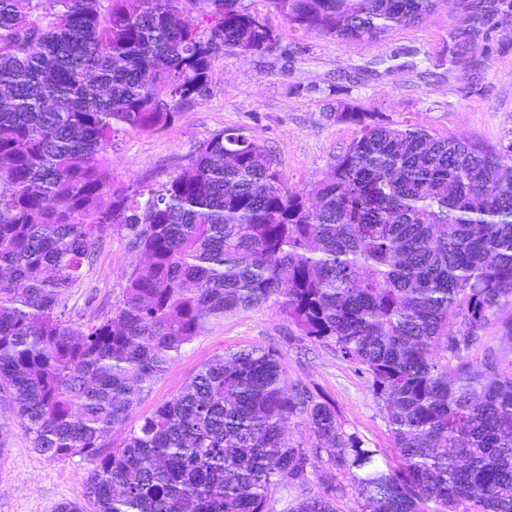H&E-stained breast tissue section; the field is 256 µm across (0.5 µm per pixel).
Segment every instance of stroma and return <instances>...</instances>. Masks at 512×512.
<instances>
[{
  "instance_id": "1",
  "label": "stroma",
  "mask_w": 512,
  "mask_h": 512,
  "mask_svg": "<svg viewBox=\"0 0 512 512\" xmlns=\"http://www.w3.org/2000/svg\"><path fill=\"white\" fill-rule=\"evenodd\" d=\"M246 2L274 31L273 48L219 55L207 99L163 130L118 133L108 154L114 183L165 181L214 133L238 127L267 149L289 187L311 190L357 132L337 121L340 100L440 136L495 143L512 131V19L498 25L474 60L452 67L449 33L459 12L446 0L422 23L356 42L289 29L267 0ZM139 260L125 232L113 231L83 279L67 290L66 319L87 325L111 311ZM251 348L276 350L289 381L330 402L346 432L395 460L386 412L367 375L331 347L300 335L269 304L209 323L147 385L131 425L171 401L214 357ZM90 469L79 456L37 453L0 398V512H54L63 501L86 502Z\"/></svg>"
}]
</instances>
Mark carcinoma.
<instances>
[{
    "label": "carcinoma",
    "mask_w": 512,
    "mask_h": 512,
    "mask_svg": "<svg viewBox=\"0 0 512 512\" xmlns=\"http://www.w3.org/2000/svg\"><path fill=\"white\" fill-rule=\"evenodd\" d=\"M437 3L270 0L291 28L343 41ZM458 8L451 67L512 0ZM273 43L245 0H0V392L36 451L92 464L94 512H267L317 463L350 478L360 512H512V360L492 348L478 368L460 355L450 368L435 352L512 307V137L393 127L338 101L358 135L309 192L242 129L164 182L113 185L116 132L166 127L208 96L218 55ZM114 230L143 261L112 314L75 326L64 293ZM269 302L365 367L397 465L265 349L210 360L128 426L207 324ZM292 424L317 444L291 442ZM335 492L327 471L291 512H334Z\"/></svg>",
    "instance_id": "cac0c4a2"
}]
</instances>
